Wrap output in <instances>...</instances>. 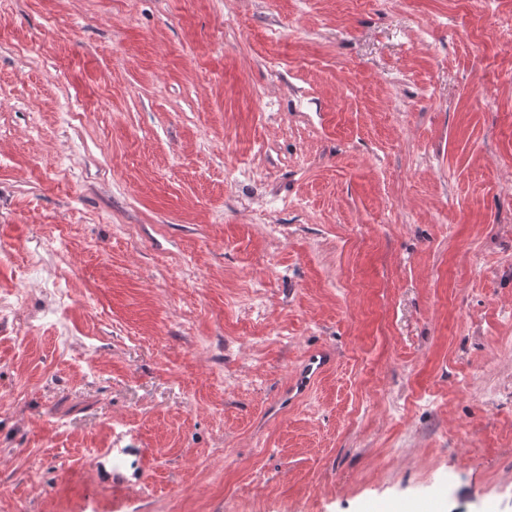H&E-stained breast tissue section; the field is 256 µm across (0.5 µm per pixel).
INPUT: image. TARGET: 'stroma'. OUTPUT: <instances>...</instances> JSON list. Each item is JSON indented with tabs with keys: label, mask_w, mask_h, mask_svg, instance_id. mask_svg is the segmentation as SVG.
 <instances>
[{
	"label": "stroma",
	"mask_w": 512,
	"mask_h": 512,
	"mask_svg": "<svg viewBox=\"0 0 512 512\" xmlns=\"http://www.w3.org/2000/svg\"><path fill=\"white\" fill-rule=\"evenodd\" d=\"M510 22L0 0V512H512ZM333 363V357L326 351H318L312 355L308 362L300 368L295 385L288 392L289 398H295V396H291L295 390L298 395L303 388L309 386L326 369L331 367Z\"/></svg>",
	"instance_id": "1"
}]
</instances>
